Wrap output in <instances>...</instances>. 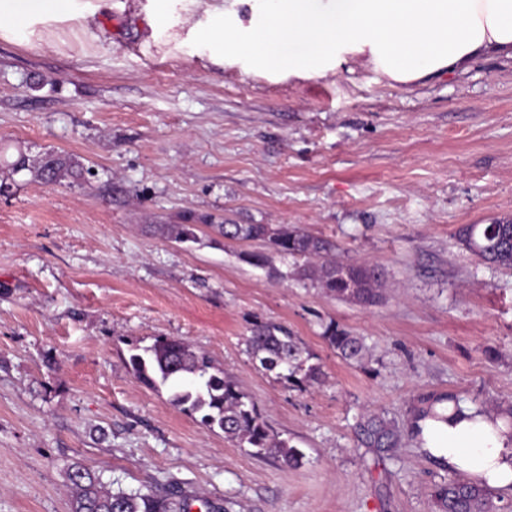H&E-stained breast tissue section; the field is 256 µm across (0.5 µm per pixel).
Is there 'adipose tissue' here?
Wrapping results in <instances>:
<instances>
[{"label": "adipose tissue", "mask_w": 512, "mask_h": 512, "mask_svg": "<svg viewBox=\"0 0 512 512\" xmlns=\"http://www.w3.org/2000/svg\"><path fill=\"white\" fill-rule=\"evenodd\" d=\"M126 13L141 52L272 82L317 81L356 65L410 85L512 56V0H0V41L56 51L73 33L95 51L102 20ZM421 449L469 481L512 493V429L501 413L443 398L411 421Z\"/></svg>", "instance_id": "obj_1"}]
</instances>
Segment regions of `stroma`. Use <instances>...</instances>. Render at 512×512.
<instances>
[{
  "label": "stroma",
  "instance_id": "1",
  "mask_svg": "<svg viewBox=\"0 0 512 512\" xmlns=\"http://www.w3.org/2000/svg\"><path fill=\"white\" fill-rule=\"evenodd\" d=\"M87 57L0 42V512H70L67 469L112 490L177 491L192 512H436L454 478L405 441L361 447L365 414L407 425L423 397L512 406V271L459 240L512 218V58L410 89L374 72L273 84L190 59L144 57L121 14ZM54 151L78 182L10 174ZM200 225L176 244L155 227ZM216 224L298 226L340 260L384 272L373 306L241 260ZM282 325L324 372L297 387L246 352L252 321ZM363 337L349 363L323 337ZM180 338L223 368L301 465L211 431L126 364Z\"/></svg>",
  "mask_w": 512,
  "mask_h": 512
}]
</instances>
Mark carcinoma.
Listing matches in <instances>:
<instances>
[{
    "instance_id": "1",
    "label": "carcinoma",
    "mask_w": 512,
    "mask_h": 512,
    "mask_svg": "<svg viewBox=\"0 0 512 512\" xmlns=\"http://www.w3.org/2000/svg\"><path fill=\"white\" fill-rule=\"evenodd\" d=\"M14 174L28 171L37 180L60 183L78 180L82 172L66 155L44 157L36 165L21 154L11 164ZM162 235L176 243L200 241L197 224H160ZM211 228L229 241L261 240L268 251L244 255L250 263L265 266L272 276L286 280L308 281L341 300L372 306L382 298L383 273L375 264L337 260L332 257L336 246L299 227L273 224H213ZM465 247L480 260L501 269H512V224H468L460 229ZM276 256L298 261L292 271L283 272L273 264ZM323 337L347 362L365 357L364 340L331 321ZM247 353L261 367L287 382L319 383L323 372L318 364L308 363L295 337L288 329L255 321L246 339ZM127 365L146 386L172 391V402L182 411L201 414V424L218 428L224 436L252 449L258 457L274 454L287 466H297L303 453L286 441L274 442L269 427L254 404L236 383L214 367L212 360L191 348L181 339L158 337L147 346L130 349ZM361 444L385 452L398 447L403 429L393 420L369 414L356 423ZM68 478L71 489V512H187V500L173 493L159 495L135 490L112 492L91 469L74 465ZM437 512H489L491 492L488 488L463 479H450L432 492Z\"/></svg>"
}]
</instances>
